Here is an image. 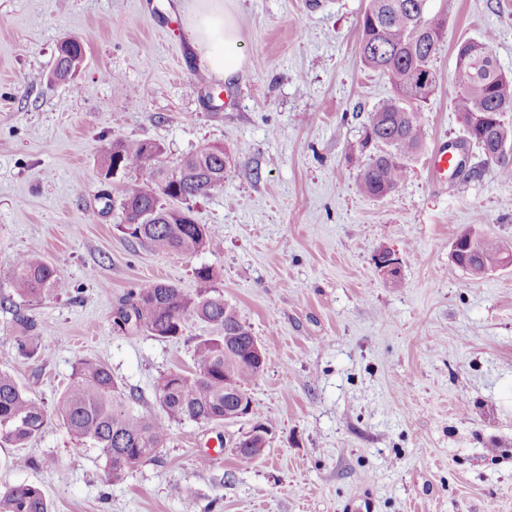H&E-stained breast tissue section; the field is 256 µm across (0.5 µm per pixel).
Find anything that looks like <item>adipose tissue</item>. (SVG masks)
I'll list each match as a JSON object with an SVG mask.
<instances>
[{
	"mask_svg": "<svg viewBox=\"0 0 512 512\" xmlns=\"http://www.w3.org/2000/svg\"><path fill=\"white\" fill-rule=\"evenodd\" d=\"M186 32L210 75L227 83L238 78L245 60L238 49L236 23L225 10L224 0H192Z\"/></svg>",
	"mask_w": 512,
	"mask_h": 512,
	"instance_id": "1",
	"label": "adipose tissue"
}]
</instances>
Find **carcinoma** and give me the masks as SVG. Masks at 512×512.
Listing matches in <instances>:
<instances>
[{
    "mask_svg": "<svg viewBox=\"0 0 512 512\" xmlns=\"http://www.w3.org/2000/svg\"><path fill=\"white\" fill-rule=\"evenodd\" d=\"M432 0H368L360 21L358 52L362 63L378 72L389 84L391 94L362 126L351 159L361 164L358 188L371 198L395 192L408 174L407 161L422 147L425 138L424 105L435 94L440 75L433 57L445 39L447 10L433 11ZM84 46L60 42L56 47L53 72L77 87L84 62ZM454 80L459 88L454 109L461 125L470 128V138L483 156V163L496 166L503 178H512V160L496 153L501 138L512 141V74L497 63L486 39L468 38L455 46ZM161 144L152 141H121L112 145L102 159L100 176L112 178V170H146V177L127 191L116 209L131 237L154 252L191 256L203 250L218 252L223 243L206 225L198 224L193 208L200 198L224 190L226 175L224 147L206 146L183 156L178 165L161 164ZM503 246L493 238L478 236L473 254L459 257L462 265L484 259L497 261ZM204 285L195 295L185 294L172 284L150 282L131 293L120 319L129 320L133 311L137 329L155 338L181 335L187 319L194 318L210 333L194 350L192 373L171 371L155 385L160 414L139 413L110 369L102 362L81 359L73 367L68 385L57 398L55 412L78 441L89 442L105 457L107 480L124 476L153 459L166 447L170 424L191 420L221 423L224 410L232 409L224 390V373H229L242 392L262 371L246 354L255 339L251 327L224 296L209 287L213 271L200 266L194 271ZM8 282L24 302H37L67 288L60 272L37 253L16 255L9 267ZM13 323L20 331L16 345L24 356L44 357L49 348L30 335L35 324L18 311ZM48 418L45 406L28 394L8 372L0 371V441L16 448L37 438ZM267 438L242 440L237 456L248 462L264 452ZM0 512H52L44 491L32 484H16L0 491Z\"/></svg>",
    "mask_w": 512,
    "mask_h": 512,
    "instance_id": "1",
    "label": "carcinoma"
}]
</instances>
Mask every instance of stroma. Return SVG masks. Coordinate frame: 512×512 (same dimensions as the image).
Wrapping results in <instances>:
<instances>
[{
  "instance_id": "stroma-1",
  "label": "stroma",
  "mask_w": 512,
  "mask_h": 512,
  "mask_svg": "<svg viewBox=\"0 0 512 512\" xmlns=\"http://www.w3.org/2000/svg\"><path fill=\"white\" fill-rule=\"evenodd\" d=\"M186 4L0 0V301L14 297L19 253L42 255L67 283L19 305L48 358L17 353L0 308V370L50 408L75 363L94 359L139 412L159 413L158 378L193 371L208 329L190 319L158 339L121 326L118 311L147 281L196 294L206 265L264 350L252 414L172 423L155 460L112 483L99 449L52 416L25 448L0 445V489L39 486L52 512H183L188 494L197 512H349L363 494L370 512H512V267L475 277L448 259L467 232L512 246V179L483 165L440 186L428 168L438 143L462 136L457 41L490 38L512 72V0H451L425 140L379 199L358 191L349 159L390 94L358 55L367 0H228L247 61L229 84L198 80ZM69 35L85 49L75 89L48 79ZM120 140L160 143L168 166L205 144L231 152L223 192L195 207L221 251L157 254L104 212L102 190L142 177L101 181ZM384 249L400 260L398 282L376 264ZM256 421L272 434L244 462L233 444Z\"/></svg>"
}]
</instances>
